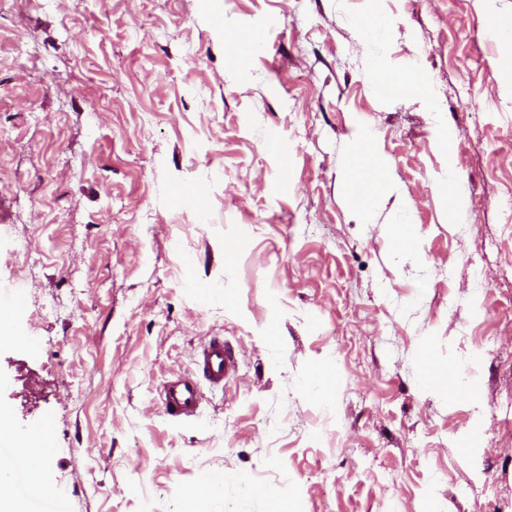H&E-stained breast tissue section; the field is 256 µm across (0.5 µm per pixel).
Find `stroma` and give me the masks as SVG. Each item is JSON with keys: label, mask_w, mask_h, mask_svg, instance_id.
<instances>
[{"label": "stroma", "mask_w": 512, "mask_h": 512, "mask_svg": "<svg viewBox=\"0 0 512 512\" xmlns=\"http://www.w3.org/2000/svg\"><path fill=\"white\" fill-rule=\"evenodd\" d=\"M498 16L512 0H0V289L32 253L0 412L43 433L69 512H272L268 486L287 512H512ZM374 60L424 83L381 94ZM368 131L389 184L346 167ZM215 335L237 376L165 416ZM426 359L459 391L422 387ZM205 475L222 498L190 503ZM448 185V211L452 213L449 221L454 223L466 208L467 195L455 164L448 165L446 186ZM161 400L172 417H196L202 402L199 383L192 376L177 375L162 385Z\"/></svg>", "instance_id": "1"}]
</instances>
